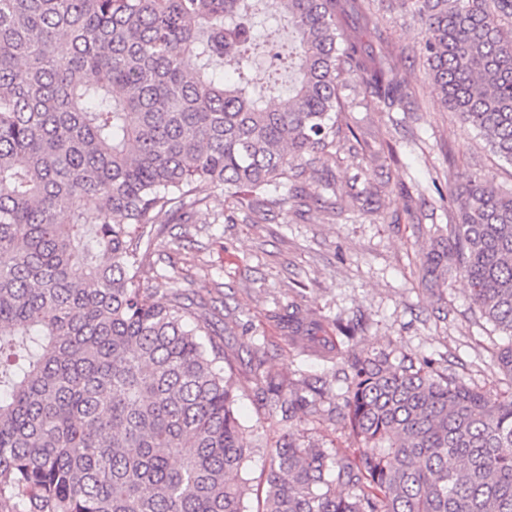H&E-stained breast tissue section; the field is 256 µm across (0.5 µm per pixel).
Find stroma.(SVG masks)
<instances>
[{
  "mask_svg": "<svg viewBox=\"0 0 512 512\" xmlns=\"http://www.w3.org/2000/svg\"><path fill=\"white\" fill-rule=\"evenodd\" d=\"M373 7L379 27L367 38L394 56L408 88L407 111H379L360 88L346 84L340 120L359 145L341 140L326 163L278 189L321 195L322 204L286 214L273 209L255 224L248 217L252 196L207 190L190 223L160 216L162 235L141 273V287L155 297L180 288L203 301L211 330L224 341L252 447L243 473L252 486L249 512L265 492L269 449L284 432L331 450L348 445L342 424L305 418L287 425L251 391L258 357L266 371L291 379L331 369L289 342L276 319L289 304L328 329L339 318L357 322V346L365 351L428 359L468 386L512 391L497 361L506 338L481 316L466 283L452 276L433 292L420 284L429 228L456 218L452 204L440 203L439 190L470 176L510 191L512 165L445 106L419 54L425 30L411 5L374 0Z\"/></svg>",
  "mask_w": 512,
  "mask_h": 512,
  "instance_id": "obj_1",
  "label": "stroma"
}]
</instances>
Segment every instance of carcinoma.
Returning a JSON list of instances; mask_svg holds the SVG:
<instances>
[{
	"instance_id": "cac0c4a2",
	"label": "carcinoma",
	"mask_w": 512,
	"mask_h": 512,
	"mask_svg": "<svg viewBox=\"0 0 512 512\" xmlns=\"http://www.w3.org/2000/svg\"><path fill=\"white\" fill-rule=\"evenodd\" d=\"M260 1L295 30L281 108L246 75ZM408 1L445 102L512 163V0ZM377 25L370 0H0V512H247L224 345L189 294L137 277L161 214L206 188L266 196L330 155L345 77L406 110L394 59L363 39ZM439 199L457 218L422 280L466 282L512 379V191L469 179ZM279 321L341 366L294 381L258 359L254 394L288 424L328 412L351 449L286 433L261 512H512V393L336 350L296 305Z\"/></svg>"
}]
</instances>
